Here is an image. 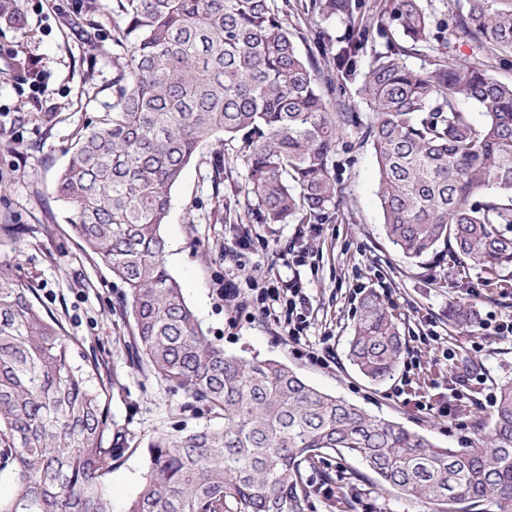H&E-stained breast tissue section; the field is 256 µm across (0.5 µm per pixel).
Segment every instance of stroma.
Listing matches in <instances>:
<instances>
[{
  "label": "stroma",
  "instance_id": "35a3bbf8",
  "mask_svg": "<svg viewBox=\"0 0 512 512\" xmlns=\"http://www.w3.org/2000/svg\"><path fill=\"white\" fill-rule=\"evenodd\" d=\"M80 4L20 0L23 25L0 22V182L7 185L0 192V225L14 227L12 235L0 232V261L16 266L43 311L76 341L75 365L86 369L95 363L103 376H119L107 403L128 447L102 481L114 512H123L147 470V442L161 432L201 429L211 420L186 394L137 365L133 320L124 313L127 290L72 234L68 209L55 192V177L66 166L77 133L112 107V0H97L88 37L68 25ZM423 4L435 19L436 46L448 59L465 63L484 56L480 43L454 27L465 0ZM96 42L103 43L104 52L93 50ZM238 147L235 141L215 140L200 147L172 189L163 226L167 268L206 334L226 353L284 362L310 386L400 423L440 447L474 445L491 423L498 386L512 379V335L489 337L483 328L490 320L512 319V277L493 288L480 267L458 274L449 253L422 268L398 252L383 229L372 141L364 130L346 128L333 158L339 216L313 230L305 247L307 263L296 273L313 307L310 344L320 346L324 331H331L336 353L335 367L313 365L273 339L260 318L233 317L218 295L225 278L242 283L265 274L272 263L270 242L294 239L298 230L294 223L214 221L219 171L230 169L237 183L245 181ZM246 228L255 241L243 250L239 267L226 268L224 248ZM361 283L398 318L407 349L419 353L420 365L402 394H394V379L371 382L348 359ZM455 301L476 307L479 326L449 322L448 307ZM430 327L435 337L420 343L419 332ZM471 368L483 369L486 382L471 384L469 397L455 400L451 382ZM343 475L354 484L345 509L322 488L325 478ZM303 480L311 491L309 512H427L424 504L380 486L350 457L327 454L304 466Z\"/></svg>",
  "mask_w": 512,
  "mask_h": 512
}]
</instances>
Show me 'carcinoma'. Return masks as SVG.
<instances>
[{"mask_svg": "<svg viewBox=\"0 0 512 512\" xmlns=\"http://www.w3.org/2000/svg\"><path fill=\"white\" fill-rule=\"evenodd\" d=\"M466 0L455 25L488 54L512 53V9ZM326 70L297 50L275 0H112V111L79 134L56 192L84 248L128 288L138 358L220 420L161 433L124 512H307L301 467L327 451L362 463L383 486L434 512H512V381L471 448L424 436L305 383L276 360L228 355L208 338L166 266L171 190L201 145L242 137L248 208L264 224H324L337 197L333 157L358 112H332L323 87L359 75L368 39H385L358 94L378 165L387 239L406 257L450 249L491 278L512 268V84L488 64L432 56L423 0H393L366 25L360 0H310ZM421 56L424 65L405 58ZM484 113L476 125L458 102ZM473 326L472 305L448 310ZM77 343L0 261V459L14 495L0 512H112L103 475L124 447L106 397L89 385ZM406 351L400 322L373 292L359 301L349 360L374 382Z\"/></svg>", "mask_w": 512, "mask_h": 512, "instance_id": "obj_1", "label": "carcinoma"}]
</instances>
